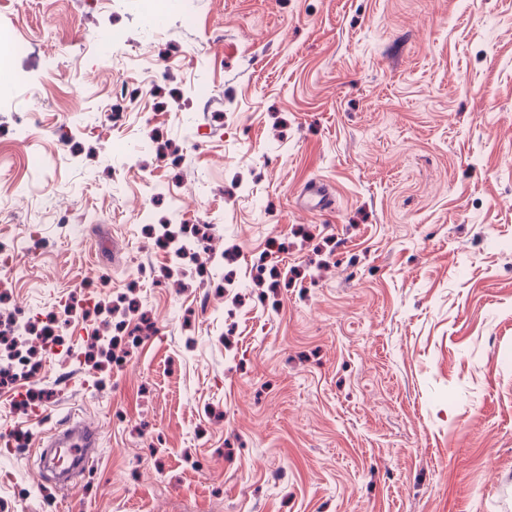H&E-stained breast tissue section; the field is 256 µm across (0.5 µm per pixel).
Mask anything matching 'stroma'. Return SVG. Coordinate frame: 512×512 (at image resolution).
Returning a JSON list of instances; mask_svg holds the SVG:
<instances>
[{
  "label": "stroma",
  "mask_w": 512,
  "mask_h": 512,
  "mask_svg": "<svg viewBox=\"0 0 512 512\" xmlns=\"http://www.w3.org/2000/svg\"><path fill=\"white\" fill-rule=\"evenodd\" d=\"M16 40L0 318L72 351L20 339L0 512H512V0H0ZM67 434L69 435L65 443L51 445L61 448H69L70 464L68 469L63 472L65 477H67L71 472L88 468L92 462L89 448H95L99 443V434L97 429L85 423L70 425L64 431L52 435L49 438V441H56L65 437Z\"/></svg>",
  "instance_id": "stroma-1"
}]
</instances>
